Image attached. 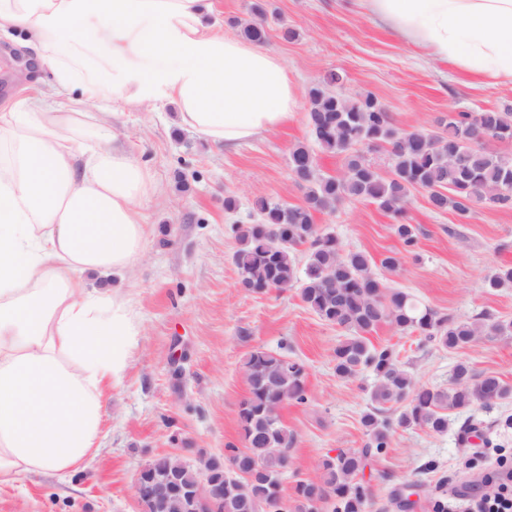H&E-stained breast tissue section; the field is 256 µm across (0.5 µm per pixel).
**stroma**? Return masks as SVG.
<instances>
[{
	"mask_svg": "<svg viewBox=\"0 0 512 512\" xmlns=\"http://www.w3.org/2000/svg\"><path fill=\"white\" fill-rule=\"evenodd\" d=\"M260 2L270 19L264 48L283 59L299 90L301 107L288 124L227 147L181 127L171 101L144 109H117L106 97L95 104V111L111 113L118 143L148 164L158 187L142 208L151 235L137 265L123 277L89 279L90 287L129 293L140 333L123 385L104 396L99 453L78 473L24 476L0 486V512H139L135 479L155 458L178 454L194 463L240 444L238 406L247 394L242 364L256 349L286 348L305 368L307 402L280 411L295 436L285 494L297 479L315 477L325 456L365 447L361 418L371 407L374 375L337 378L333 354L341 333L307 309L297 289L253 294L240 287L232 260L235 227L254 221L258 197L302 200L290 152L310 140L308 92L328 72L343 76V93L376 96L405 129H434L448 112L512 105V84H489L433 59L398 37L363 0ZM282 19L296 28V39L281 38ZM50 81L49 68L31 48L0 35V104L30 83L49 90ZM228 195L237 202L230 213L224 209ZM405 219L417 226L418 242L389 274L391 285L459 319L487 311L512 320V289L484 286L496 268L512 266V208L485 205L462 224L432 210L427 191L416 189ZM315 220L344 248L373 260L402 252L390 230L393 217L373 204L347 201ZM370 340L393 346L421 385L448 387L461 360L512 385V335L485 337L453 352L384 324ZM511 418L512 399L449 411L441 434L396 428L390 448L364 470L373 492L366 512H434L436 496L456 501L471 495L502 452L512 453V427L504 425ZM467 422L478 426L480 438L460 440Z\"/></svg>",
	"mask_w": 512,
	"mask_h": 512,
	"instance_id": "1",
	"label": "stroma"
}]
</instances>
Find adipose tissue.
Instances as JSON below:
<instances>
[{
	"mask_svg": "<svg viewBox=\"0 0 512 512\" xmlns=\"http://www.w3.org/2000/svg\"><path fill=\"white\" fill-rule=\"evenodd\" d=\"M367 3L436 58L512 83V0ZM212 14V0H0V34L23 35L56 91L0 111V486L96 453L104 393L123 383L140 331L128 300L85 276L135 266L156 184L89 104L168 99L182 126L227 146L299 108L280 57Z\"/></svg>",
	"mask_w": 512,
	"mask_h": 512,
	"instance_id": "ef3b65f1",
	"label": "adipose tissue"
}]
</instances>
